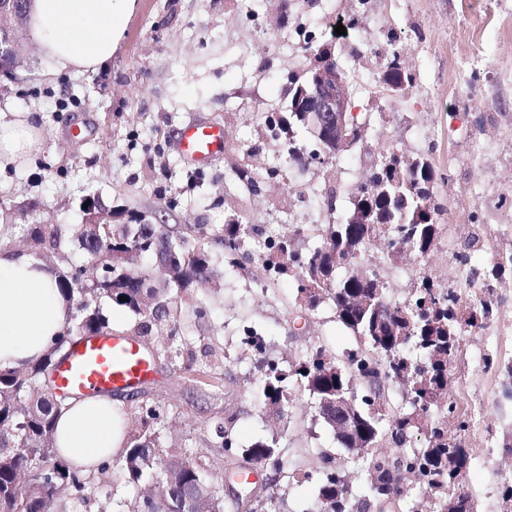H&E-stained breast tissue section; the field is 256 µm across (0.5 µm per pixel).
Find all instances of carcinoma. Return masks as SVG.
Masks as SVG:
<instances>
[{"label": "carcinoma", "instance_id": "cac0c4a2", "mask_svg": "<svg viewBox=\"0 0 512 512\" xmlns=\"http://www.w3.org/2000/svg\"><path fill=\"white\" fill-rule=\"evenodd\" d=\"M386 88L396 92L414 77L402 66L399 53L389 61ZM310 76L288 75L285 112H267L264 123L288 137V159L301 163L308 158L323 164L336 149L350 144L344 128L353 126L350 102H341L337 112H305L303 89ZM304 131L315 148L302 149L296 137ZM386 162L374 166L358 187L352 207L337 221L318 230L314 242L301 247L297 233L265 241L261 258L268 275L291 272L296 292L315 289L307 310L330 301L336 320L353 335L354 343L334 356L325 346H312L287 373L275 364L267 367L262 398L277 408L294 403L299 390L308 393L319 418L335 432L337 443L368 455V467L357 493L331 467L332 457L323 452L322 468L329 474L319 479L315 502L306 512H394L411 495L405 481L411 475L426 479L435 512H475L469 496L457 497L450 488L467 471L469 453L451 445L445 420L428 413L440 409L456 417L458 430L470 427V418L457 410L448 397V357L458 345L462 325L481 328L493 319V289L506 270L512 271V256H504L481 278V296L466 319L458 317L459 297L440 287L430 273L417 277L412 292L403 301L391 299L385 281L372 271H356V259L375 240L398 258L406 252L423 258L433 251L441 232L438 217L444 204L434 192L437 173L430 161L418 159L402 166L392 148L385 149ZM326 206L334 214L344 190L336 175L328 178ZM261 226L236 220L224 225L218 239L224 241V262L233 265ZM27 235L30 250H58L65 245L58 225L33 224ZM86 231L78 238L82 264L60 274V289L72 302L66 330L44 360L25 371L0 370V512H49L60 491L81 499L88 489L85 473L61 460L52 446L55 415L67 397L47 391V380L57 355L80 336L109 328L98 301L104 299L135 317V335L148 336L169 315L176 300L204 287L221 261L205 244L191 246L168 224H151L133 216L126 224L111 225L107 247L95 251ZM144 257L148 266L133 263ZM126 301H119V297ZM383 371L388 382L403 385L404 394L415 401L387 406L372 417L367 403L345 410L336 398L360 387L359 381ZM423 430L418 448H404L414 431ZM155 434L149 430L133 438L124 455V468L132 479L161 463L156 455ZM384 443L403 451L391 456L378 451ZM274 444L256 441L246 450L249 460L263 463L276 455ZM221 477L208 478L190 461L163 465L155 493L157 512H185L184 494L195 490L207 498L212 512H222Z\"/></svg>", "mask_w": 512, "mask_h": 512}]
</instances>
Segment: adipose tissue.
Listing matches in <instances>:
<instances>
[{"instance_id": "ef3b65f1", "label": "adipose tissue", "mask_w": 512, "mask_h": 512, "mask_svg": "<svg viewBox=\"0 0 512 512\" xmlns=\"http://www.w3.org/2000/svg\"><path fill=\"white\" fill-rule=\"evenodd\" d=\"M134 0H31L29 34L52 75L93 70L111 59ZM41 133L27 112L0 113V172L27 166ZM57 270L0 249V369L42 359L69 321ZM125 445L120 402L84 397L60 412L53 446L71 466L88 469Z\"/></svg>"}]
</instances>
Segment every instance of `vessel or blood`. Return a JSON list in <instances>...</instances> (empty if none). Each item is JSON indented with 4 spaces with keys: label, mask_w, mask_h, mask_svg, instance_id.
<instances>
[{
    "label": "vessel or blood",
    "mask_w": 512,
    "mask_h": 512,
    "mask_svg": "<svg viewBox=\"0 0 512 512\" xmlns=\"http://www.w3.org/2000/svg\"><path fill=\"white\" fill-rule=\"evenodd\" d=\"M225 143L220 123L186 122L173 142V149L187 165L198 169L209 166ZM159 363L137 337L121 331L104 330L75 342L51 375V392L71 395L111 397L132 391L153 380Z\"/></svg>",
    "instance_id": "1"
}]
</instances>
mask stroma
<instances>
[{
	"label": "stroma",
	"mask_w": 512,
	"mask_h": 512,
	"mask_svg": "<svg viewBox=\"0 0 512 512\" xmlns=\"http://www.w3.org/2000/svg\"><path fill=\"white\" fill-rule=\"evenodd\" d=\"M355 4L292 0L285 10L280 0H135L111 60L61 79L49 74L31 37H24V66L14 77L0 76V106L33 113L42 148L31 165L0 175V245L28 252L29 225L61 224L63 253L48 251L41 259L64 266L86 220L83 205L92 198L116 224L135 212L180 229L204 224L218 231L241 215L274 234L307 229L319 218L306 189H322L331 170L350 181L348 159L370 165L384 139L408 138L426 115L432 130L420 152L440 176L436 191L450 217L432 265L413 259L403 267L443 278L456 260L449 243H464L470 225L507 221L505 203L512 200V49L480 0H396L394 26L379 31L372 8L360 10V40L377 38L372 65L402 48L417 59L416 82L389 97H351L369 141L337 151L331 165L288 167L290 180L270 181L257 193L232 174L243 163L259 174L285 165V139L271 137L261 115L285 107L288 73L310 67V53L288 38L290 26L327 36L326 18L349 15ZM60 97L76 100L78 109L56 111ZM198 117L222 123L226 136L223 150L191 183L171 143ZM477 138L491 145L490 162L474 159ZM295 297L292 281L267 278L251 248L237 266L179 302L177 318L154 327L148 338L164 362L159 379L122 398L128 434L140 431L142 407L156 406L164 460L190 458L205 474L219 475L244 464L246 447L262 440L276 444L286 470L313 474L326 451L341 473L356 478L365 459L338 446L307 399L279 417L254 395L265 361L287 370L311 345L339 353L353 341L331 305L306 313ZM495 300L504 336L489 342L478 331L461 334L450 369L451 398L476 420L463 435L455 420L446 426L470 454L463 489L477 512H512L499 494L512 485V397L504 393L503 374L484 368L488 354L512 363V274L503 276ZM222 427L230 428L232 447L219 436ZM158 480L153 468L128 481L115 458L106 472H92L91 495L61 501L65 512H115L119 502L134 512Z\"/></svg>",
	"instance_id": "stroma-1"
}]
</instances>
